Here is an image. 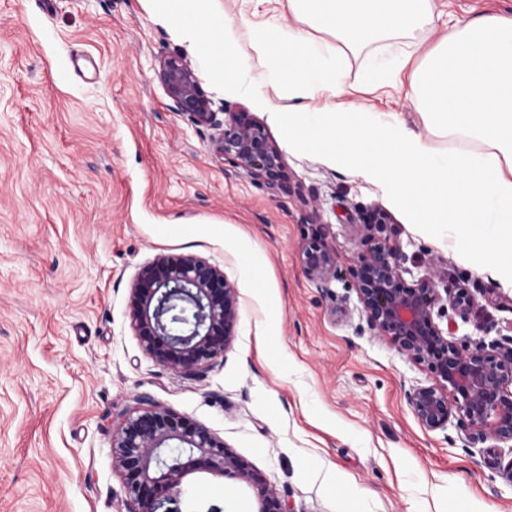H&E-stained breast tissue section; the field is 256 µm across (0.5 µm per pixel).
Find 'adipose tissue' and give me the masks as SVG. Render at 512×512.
Wrapping results in <instances>:
<instances>
[{
	"instance_id": "1",
	"label": "adipose tissue",
	"mask_w": 512,
	"mask_h": 512,
	"mask_svg": "<svg viewBox=\"0 0 512 512\" xmlns=\"http://www.w3.org/2000/svg\"><path fill=\"white\" fill-rule=\"evenodd\" d=\"M189 49L209 58L214 79L246 82L232 48L240 23L218 19L213 0H150ZM432 0H288L296 17L330 31L347 48L424 31ZM250 47L268 61L260 81L288 92L280 111L290 143L389 194L416 223L453 230L478 262L494 252L512 282V18L487 13L449 19L413 72L411 87L428 125L456 141L439 152L397 113L362 104L329 105L345 82L343 55L306 39L284 21L253 31Z\"/></svg>"
}]
</instances>
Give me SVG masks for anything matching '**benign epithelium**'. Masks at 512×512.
Returning a JSON list of instances; mask_svg holds the SVG:
<instances>
[{
	"instance_id": "obj_1",
	"label": "benign epithelium",
	"mask_w": 512,
	"mask_h": 512,
	"mask_svg": "<svg viewBox=\"0 0 512 512\" xmlns=\"http://www.w3.org/2000/svg\"><path fill=\"white\" fill-rule=\"evenodd\" d=\"M158 80L173 109L194 125L215 131V152L225 165L269 188L288 175L282 153L248 112L217 111L190 62L169 54L158 61ZM386 213L360 225L351 267L360 322L355 331L390 341L425 367L431 381L412 387L407 402L421 427L464 433L465 447L486 443L512 451V336L485 343L449 339L437 319L447 311L467 321L476 298L460 284L440 294L436 265L422 277L404 278V251L388 231ZM306 278L319 288L336 280V247L316 231L300 251ZM129 325L143 353L184 378L224 360L239 322L238 291L224 269L194 253L158 254L142 265L130 287ZM112 432V463L124 476L127 512H180L175 501L189 464L251 485L258 512H287L278 491L207 427L147 395Z\"/></svg>"
}]
</instances>
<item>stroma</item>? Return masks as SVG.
Masks as SVG:
<instances>
[{"instance_id": "obj_1", "label": "stroma", "mask_w": 512, "mask_h": 512, "mask_svg": "<svg viewBox=\"0 0 512 512\" xmlns=\"http://www.w3.org/2000/svg\"><path fill=\"white\" fill-rule=\"evenodd\" d=\"M255 29L288 0H220ZM512 16V0H433L429 36L347 52L338 99L398 113L436 150L410 96L411 67L449 17ZM188 55L147 0H0V512H126L112 430L149 395L209 428L274 486L291 512H512L493 450L465 449L456 428L420 427L405 398L431 375L382 338L337 321L349 294L357 226L389 214L411 278L428 263L441 285L477 298L460 333H512V284L477 266L455 237L414 224L376 186L288 142L275 107L286 92L214 82L188 55L214 107L243 109L279 147L287 186L223 165L212 130L175 112L159 58ZM409 58L389 87L365 83L370 55ZM337 252L331 295L303 274L315 225ZM192 252L223 267L239 293L237 338L221 364L184 379L145 356L128 319L130 285L157 254ZM258 259L243 276L246 257ZM347 485H323V471ZM180 512H257L250 485L203 466L181 484Z\"/></svg>"}]
</instances>
